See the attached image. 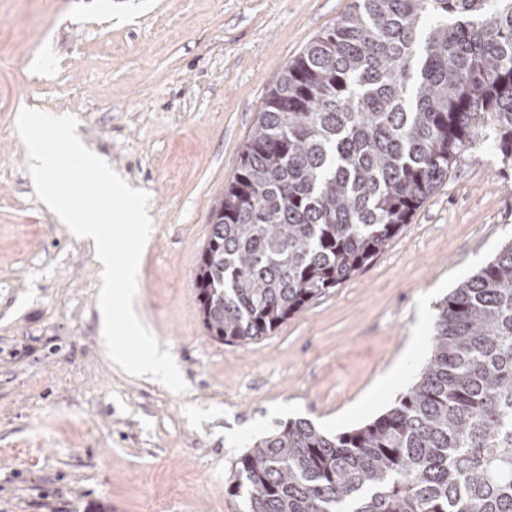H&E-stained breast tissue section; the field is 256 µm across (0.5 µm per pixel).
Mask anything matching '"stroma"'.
<instances>
[{
  "label": "stroma",
  "mask_w": 512,
  "mask_h": 512,
  "mask_svg": "<svg viewBox=\"0 0 512 512\" xmlns=\"http://www.w3.org/2000/svg\"><path fill=\"white\" fill-rule=\"evenodd\" d=\"M353 3L0 0V512H241L228 477L256 439L297 419L329 435L363 426L416 381L437 303L512 242V160L491 145L269 336L214 341L195 298L211 211L263 100ZM25 108L75 118L148 194L136 303L182 393L108 358L94 251L35 194ZM395 364L401 381L382 385Z\"/></svg>",
  "instance_id": "1"
}]
</instances>
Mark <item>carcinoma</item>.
<instances>
[{"label":"carcinoma","mask_w":512,"mask_h":512,"mask_svg":"<svg viewBox=\"0 0 512 512\" xmlns=\"http://www.w3.org/2000/svg\"><path fill=\"white\" fill-rule=\"evenodd\" d=\"M512 160V0H354L266 96L213 208L207 334L265 337L384 250L465 151ZM243 512H512V243L437 304L430 356L384 414L256 441Z\"/></svg>","instance_id":"obj_1"}]
</instances>
